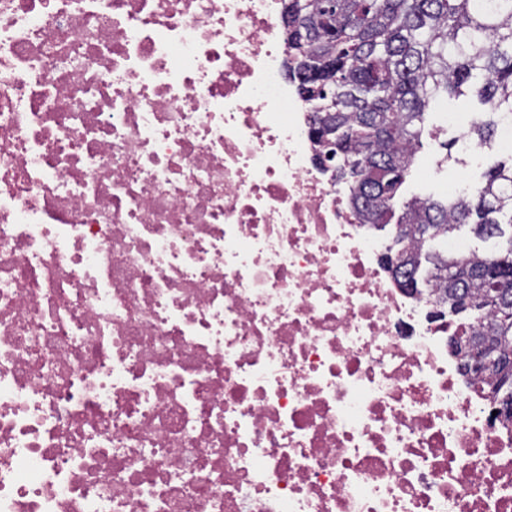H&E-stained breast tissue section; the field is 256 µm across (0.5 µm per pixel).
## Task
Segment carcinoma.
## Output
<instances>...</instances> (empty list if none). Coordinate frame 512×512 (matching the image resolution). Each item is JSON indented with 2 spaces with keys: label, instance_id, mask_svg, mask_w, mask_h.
<instances>
[{
  "label": "carcinoma",
  "instance_id": "cac0c4a2",
  "mask_svg": "<svg viewBox=\"0 0 512 512\" xmlns=\"http://www.w3.org/2000/svg\"><path fill=\"white\" fill-rule=\"evenodd\" d=\"M288 25L308 30V56L293 34L286 63L299 92L314 103L310 134L328 141L336 179L352 187V204L368 224L405 226L393 257L418 291L434 283L438 303L470 320V336L503 347L481 373L500 403L512 407V158L484 173L474 192L450 203L414 198L394 216L393 200L422 147L428 109L471 97L491 119L469 129L486 145L492 116L512 115V0H288ZM334 66L327 96L304 93ZM470 226L501 240L494 254L455 258L441 238Z\"/></svg>",
  "mask_w": 512,
  "mask_h": 512
}]
</instances>
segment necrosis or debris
<instances>
[{"label": "necrosis or debris", "mask_w": 512, "mask_h": 512, "mask_svg": "<svg viewBox=\"0 0 512 512\" xmlns=\"http://www.w3.org/2000/svg\"><path fill=\"white\" fill-rule=\"evenodd\" d=\"M282 10L0 0V512H512V429L318 163Z\"/></svg>", "instance_id": "1"}]
</instances>
